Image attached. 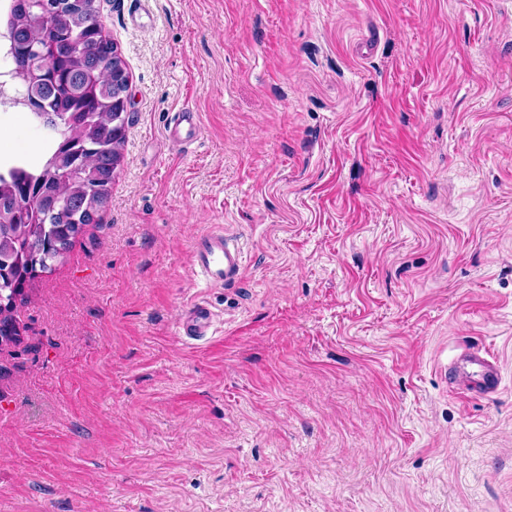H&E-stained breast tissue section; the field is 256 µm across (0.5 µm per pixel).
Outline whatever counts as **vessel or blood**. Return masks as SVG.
<instances>
[{
	"label": "vessel or blood",
	"mask_w": 512,
	"mask_h": 512,
	"mask_svg": "<svg viewBox=\"0 0 512 512\" xmlns=\"http://www.w3.org/2000/svg\"><path fill=\"white\" fill-rule=\"evenodd\" d=\"M173 143L186 146L197 137L195 115L190 111L178 113L166 130ZM191 263L195 272L209 285L223 287L240 280L243 268V251L237 240L226 235L223 229H215L197 236L191 247ZM214 314L206 302L194 301L184 306L177 322V334L188 340H202L209 336L213 327ZM468 361L484 368L486 379L483 384L470 386L474 395H487L498 387V365L480 351L467 355Z\"/></svg>",
	"instance_id": "vessel-or-blood-1"
}]
</instances>
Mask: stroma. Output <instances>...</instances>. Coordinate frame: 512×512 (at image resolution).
Wrapping results in <instances>:
<instances>
[{"label":"stroma","mask_w":512,"mask_h":512,"mask_svg":"<svg viewBox=\"0 0 512 512\" xmlns=\"http://www.w3.org/2000/svg\"><path fill=\"white\" fill-rule=\"evenodd\" d=\"M98 4L123 160L0 347V512H512V0ZM167 137L179 146H187L197 138V124L194 112H179L166 129ZM195 272L210 286L225 287L238 282L244 268L243 251L223 228L197 236L191 247ZM214 313L204 301L184 306L177 322V334L188 340H203L212 334ZM465 359L479 364L484 368L486 380L482 385L474 386L468 380L463 382L465 388L473 395H488L497 390L498 387V365L495 361H490L483 354L476 350L465 355Z\"/></svg>","instance_id":"stroma-1"}]
</instances>
